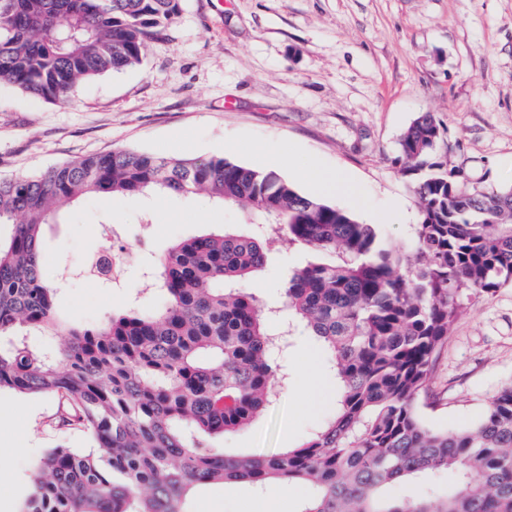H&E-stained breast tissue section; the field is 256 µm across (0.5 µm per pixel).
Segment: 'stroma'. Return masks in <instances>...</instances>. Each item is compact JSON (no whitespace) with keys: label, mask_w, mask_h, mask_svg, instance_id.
<instances>
[{"label":"stroma","mask_w":512,"mask_h":512,"mask_svg":"<svg viewBox=\"0 0 512 512\" xmlns=\"http://www.w3.org/2000/svg\"><path fill=\"white\" fill-rule=\"evenodd\" d=\"M448 131V163L471 184L512 186V0H180L142 64L83 83L73 102L0 89V178L34 175L82 157L135 149L169 158L218 156L276 171L310 194L298 171L321 161L348 173L359 200L330 204L407 246L419 223L399 141L421 113ZM124 230L127 263L119 286L65 279L97 252L99 225ZM260 232L236 207L198 195H94L62 207L45 225L43 273L59 285L60 321L93 327L131 300L158 305L143 273L172 243L203 232ZM302 253L273 248L249 287L276 302ZM312 363L306 394L281 393L245 430L225 437L227 453L293 448L336 406V383L320 344L294 330L280 357L288 372ZM512 383V284L472 298L436 358L419 403L425 422L449 430L474 422ZM57 399L0 390V512H19L32 467L64 443L90 440L57 427ZM275 487L215 483L197 491L195 512H297L307 496Z\"/></svg>","instance_id":"35a3bbf8"}]
</instances>
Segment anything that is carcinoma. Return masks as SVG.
Masks as SVG:
<instances>
[{
	"label": "carcinoma",
	"mask_w": 512,
	"mask_h": 512,
	"mask_svg": "<svg viewBox=\"0 0 512 512\" xmlns=\"http://www.w3.org/2000/svg\"><path fill=\"white\" fill-rule=\"evenodd\" d=\"M179 0H0V86L51 102L140 65ZM432 113L402 135L420 224L414 245L299 193L278 173L223 157L167 159L115 149L39 175L0 178V390L58 398L57 425L97 448L38 459L20 512H191L214 483L311 488L299 512H512V383L478 419L428 425L419 400L465 298L512 283V187L470 184L439 155ZM204 194L264 218L266 233L326 256L288 271L275 305L244 286L264 240L226 229L158 256L156 310L133 305L94 328L62 327L43 275V227L87 195ZM315 337L338 383L336 414L296 448L234 456L215 441L280 395L282 316ZM58 347L34 351L31 332ZM439 472L454 481L423 493ZM406 486L392 497L387 490Z\"/></svg>",
	"instance_id": "1"
}]
</instances>
